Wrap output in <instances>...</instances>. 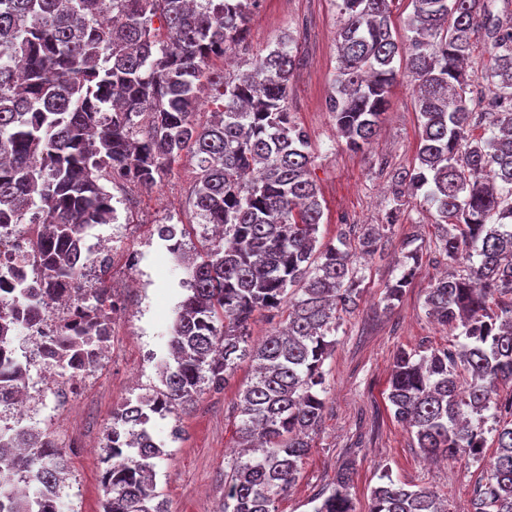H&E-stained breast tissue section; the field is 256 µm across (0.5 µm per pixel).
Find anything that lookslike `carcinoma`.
<instances>
[{"instance_id":"cac0c4a2","label":"carcinoma","mask_w":512,"mask_h":512,"mask_svg":"<svg viewBox=\"0 0 512 512\" xmlns=\"http://www.w3.org/2000/svg\"><path fill=\"white\" fill-rule=\"evenodd\" d=\"M259 0H0V225L30 224L46 287L16 289L45 306L54 287L79 275L90 247L86 229L112 222L106 184L147 189L186 153L198 173L189 205L224 237L196 253L190 288L170 330L162 388L112 412L103 473V512H161L152 481L164 456L149 424L224 387L241 361L253 368L238 395V456L224 463V512H279L299 478L326 403L323 365L340 316L358 306L360 277L351 237L318 244L323 217L311 176L308 135L288 111L298 52L278 43L248 69L217 76L215 59L244 46ZM334 93L327 102L349 148L376 135L391 88L412 86L422 119L418 165L392 167L384 223L409 200L435 208L436 250L468 262L464 273L428 289L430 316L460 330V349L394 357L387 399L426 458L479 457L485 413L500 422L486 480L473 512H512V25L490 0H411V35L392 32L395 0H336ZM159 26H154V22ZM490 40L489 65L468 70L472 38ZM491 101L469 106L479 80ZM213 92L215 120L194 116ZM390 240L357 237L366 256ZM401 245L399 278L384 301L400 299L420 260ZM114 309L106 287L83 298ZM287 311L286 326L256 348L249 327L262 312ZM67 451L51 434L0 433V512H60ZM354 466L336 471L314 512H355L348 494ZM36 491L14 497L22 475ZM369 512H447L430 491L386 477Z\"/></svg>"}]
</instances>
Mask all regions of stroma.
Here are the masks:
<instances>
[{
	"label": "stroma",
	"mask_w": 512,
	"mask_h": 512,
	"mask_svg": "<svg viewBox=\"0 0 512 512\" xmlns=\"http://www.w3.org/2000/svg\"><path fill=\"white\" fill-rule=\"evenodd\" d=\"M339 24L335 0H261L250 18L248 36L251 55L266 54L277 42L286 41L297 46L302 58L288 106L312 143L313 169L324 206L318 233L323 243L335 241L342 223L360 228L380 223L387 176L379 165L413 166L421 124L412 92L400 82L391 90L390 106L371 143L358 151L347 148L327 109ZM195 180L194 160L183 158L156 187L135 191L136 206L126 224L90 229L88 244L121 233L132 245L156 236L160 224L172 220L189 225L184 252L195 254L211 241L208 226L194 223L191 215L189 197ZM435 216L428 206H410L388 232L391 249L371 258L353 253L362 279L359 304L344 315L336 346L324 363L323 422L296 485L278 504L279 512H314L315 496L331 489L337 470L348 462L355 468L350 497L356 512H368L371 491L385 474L434 492L446 500L448 512L470 508L473 490L495 452L494 441H487L478 459L427 463L411 434L394 419L387 399L399 350L426 354L462 341L458 330L439 325L426 314L427 290L447 269L435 250ZM411 239L422 248L421 260L401 299L386 306L385 287L401 274L393 250ZM127 258V253L118 255L109 282L118 303L110 355L70 407L47 404L27 420L28 426L51 433L69 453V475L62 492L66 512H100L104 454L89 445L105 435L114 409L158 386V370L168 357V334L184 295L180 286L184 270L164 243H157L143 260L153 274L147 300H140L126 286ZM251 376L250 364L240 363L222 392L205 391L185 411L153 419L150 432L166 451L155 467L156 490L165 512H222L224 458L237 447L238 394ZM175 429L181 433L176 440L171 437Z\"/></svg>",
	"instance_id": "1"
}]
</instances>
